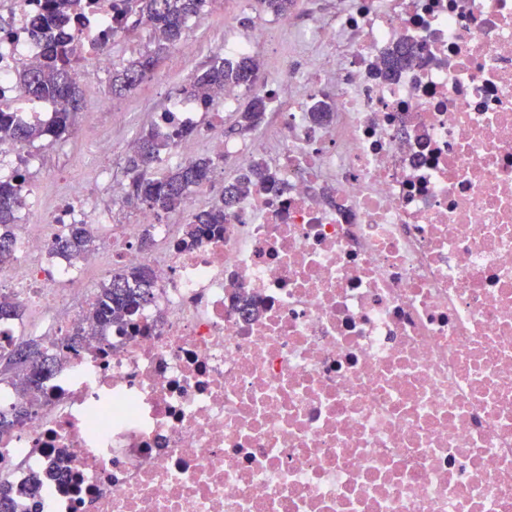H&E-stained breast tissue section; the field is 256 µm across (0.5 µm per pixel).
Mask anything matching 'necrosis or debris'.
Returning <instances> with one entry per match:
<instances>
[{
  "label": "necrosis or debris",
  "instance_id": "1",
  "mask_svg": "<svg viewBox=\"0 0 512 512\" xmlns=\"http://www.w3.org/2000/svg\"><path fill=\"white\" fill-rule=\"evenodd\" d=\"M42 2L16 0L0 37V102L28 122L53 110L16 81L45 55ZM113 25L93 0L78 57L110 68ZM276 25L328 57L252 87L277 137L173 148L277 171L223 234L183 249L144 207L76 268L53 246L99 224L93 199L18 224L0 295L48 350L85 327L87 271L146 265L156 291L129 325L57 351L35 400L0 383V403L35 407L0 430L16 512H512V0H336ZM398 44L409 62L380 78Z\"/></svg>",
  "mask_w": 512,
  "mask_h": 512
}]
</instances>
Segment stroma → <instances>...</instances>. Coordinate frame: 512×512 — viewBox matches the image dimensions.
<instances>
[{
    "instance_id": "1",
    "label": "stroma",
    "mask_w": 512,
    "mask_h": 512,
    "mask_svg": "<svg viewBox=\"0 0 512 512\" xmlns=\"http://www.w3.org/2000/svg\"><path fill=\"white\" fill-rule=\"evenodd\" d=\"M268 21V14L258 11L254 0H207L203 10L189 22L196 45L194 58L186 61L178 52H170L148 78L126 91H113L107 73L99 71L93 62H81L78 80L82 109L94 113L95 120L82 135L42 148L46 165L43 170L31 173L38 182L40 204L48 207L54 203L60 180L65 177L94 197L102 209L113 211L115 223H133L134 209L124 203L113 204L107 183L111 177L125 179L126 152L101 158L92 152L91 143L137 138L167 107L170 99L178 96L196 69L206 66L227 44L254 40ZM321 53V47L314 44L295 47L284 29L278 30L270 43L257 42L255 50L265 70L278 67L284 59L303 69Z\"/></svg>"
}]
</instances>
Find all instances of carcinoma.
Masks as SVG:
<instances>
[{
    "mask_svg": "<svg viewBox=\"0 0 512 512\" xmlns=\"http://www.w3.org/2000/svg\"><path fill=\"white\" fill-rule=\"evenodd\" d=\"M268 14H280L291 9L296 0H257ZM206 0H114L112 9L121 29H126L130 16L134 24L146 23L148 44L137 58L112 66V89H130L149 77L169 50L180 45L187 37L188 22L197 15ZM82 9L80 0H45L38 30L58 29L66 21V14ZM69 40L60 34L51 40L43 62L37 66H23L18 71L22 88L33 98L48 100L54 105V117L48 124L25 123L16 118L15 109L0 104V145L5 143L23 146H46L60 141L73 132L76 117L81 110V98L75 79L74 61L71 59ZM409 58V50L397 46L384 58V74L394 75ZM262 77L261 65L254 56L229 58L222 54L213 56L207 67L193 75L182 93L193 97L205 110L216 101L217 92L227 84L251 88ZM267 101L252 96L245 108L238 113L236 131L251 133L264 120ZM193 131L177 129L165 132L160 125H151L138 139V149L126 163L130 190L128 197L134 203L148 206L160 213L185 208L190 194L211 181L219 167L212 158L198 157L186 164H178L162 175L154 173V164L161 161L162 153L170 150L173 139L189 136ZM277 173L262 163L255 164L246 174L224 187L221 195L211 204L196 211L191 221L184 225L182 244L195 246L202 238L224 231V211L237 197L258 185L264 190L277 187ZM29 174L23 168L0 177V270L11 262L17 249L15 228L18 213L26 204ZM94 235L86 224H71L57 239L54 251L66 259H75L92 249ZM155 281L153 270L145 265L118 268L112 276L95 289L87 307L85 321L97 330H106L121 324L135 311L152 300ZM57 358L38 349L29 360H15L0 370V375L11 374V384L27 392L40 390L55 370Z\"/></svg>",
    "mask_w": 512,
    "mask_h": 512,
    "instance_id": "1",
    "label": "carcinoma"
}]
</instances>
